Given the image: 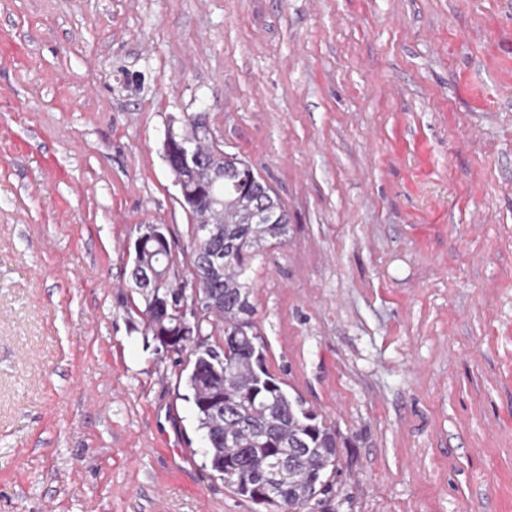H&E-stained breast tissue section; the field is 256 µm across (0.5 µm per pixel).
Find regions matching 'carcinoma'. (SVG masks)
Returning <instances> with one entry per match:
<instances>
[{
  "instance_id": "carcinoma-1",
  "label": "carcinoma",
  "mask_w": 512,
  "mask_h": 512,
  "mask_svg": "<svg viewBox=\"0 0 512 512\" xmlns=\"http://www.w3.org/2000/svg\"><path fill=\"white\" fill-rule=\"evenodd\" d=\"M169 131L166 162L192 218L195 248L186 279L175 273L166 225H151L155 233L134 251L128 276L144 299L147 330L159 343L169 339L177 352H189L186 388L209 439V466L225 484L254 502L271 459L281 456L288 465L270 482L278 507L330 512L327 474L336 471L338 433L269 373L254 322L250 260L288 233V225L270 224L261 213L275 215L285 206L249 164L211 141L205 115L189 114ZM183 145L199 163L183 164ZM191 283L198 296L218 301L205 307L207 316L188 346L179 311L193 300Z\"/></svg>"
}]
</instances>
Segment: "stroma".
Returning a JSON list of instances; mask_svg holds the SVG:
<instances>
[{
  "mask_svg": "<svg viewBox=\"0 0 512 512\" xmlns=\"http://www.w3.org/2000/svg\"><path fill=\"white\" fill-rule=\"evenodd\" d=\"M195 112L288 210L254 319L332 512H512V0H0V512H261L128 280L143 224L190 274Z\"/></svg>",
  "mask_w": 512,
  "mask_h": 512,
  "instance_id": "35a3bbf8",
  "label": "stroma"
}]
</instances>
